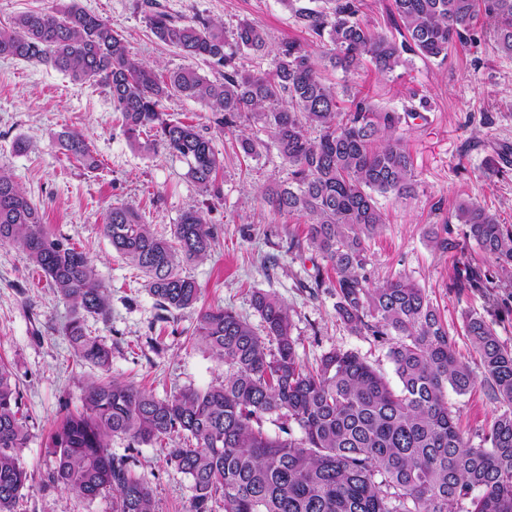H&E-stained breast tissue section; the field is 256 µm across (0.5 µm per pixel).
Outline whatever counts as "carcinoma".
<instances>
[{
  "instance_id": "cac0c4a2",
  "label": "carcinoma",
  "mask_w": 512,
  "mask_h": 512,
  "mask_svg": "<svg viewBox=\"0 0 512 512\" xmlns=\"http://www.w3.org/2000/svg\"><path fill=\"white\" fill-rule=\"evenodd\" d=\"M326 3L322 10L289 3L299 25L322 45L317 57L299 39L270 45L249 21L228 32L221 21L176 20L146 0L152 33L189 61L163 80L79 0L59 12L21 14L0 28V57L106 86L127 137L137 143L142 133L155 132L204 187L214 182L221 161L194 126L163 118L164 102L173 96L199 101L226 127L243 117L260 125L266 139L238 135L239 153L255 159L273 147L288 163V180L267 188L264 202L276 215L306 218L308 247L336 274L338 319L352 333L388 344L399 380L394 388L358 355L337 349L306 366L288 305L261 292L253 307L263 337L224 307L198 315L195 339L228 367L224 381L159 398L110 377L112 349L85 327L89 317L108 319L107 286L86 253L51 234L14 176L0 169V244L21 248L70 305L64 336L79 361L101 372L82 388V409L67 414L51 435L50 483L90 501L111 492L113 512H155L148 482L126 459L112 456L109 441L122 437L132 447L175 436L181 442L167 455L191 482V512H211L219 499L224 512H455L462 501L466 512H512V349L500 341L494 321L474 309L463 313L489 395L507 406L484 437L490 447L472 446L446 400L448 389L464 394L475 385L448 324L425 289L405 278L375 286L366 271L367 242L386 223L375 195L407 198L417 190L402 133L405 117L417 111H383L361 91L338 88L324 76L339 70L347 78L367 63L386 76L405 54L444 61L455 43L471 39L480 19L498 49L512 55V0H392L397 38L362 22L363 0ZM241 52L272 61L266 69H246L236 63ZM194 60L224 72L211 80ZM60 140L83 166L98 168L83 135L64 132ZM456 217L500 275L471 268L452 287L485 292L496 280L512 283V231L475 203L461 205ZM103 235L144 273L161 307L185 310L199 301L200 286L181 266L212 248L214 231L201 211L186 210L166 238L134 209L114 206ZM426 235L438 251L453 248L446 223L431 225ZM20 401L16 376L1 363L0 512H12L30 480ZM266 419L278 424L279 435L264 431Z\"/></svg>"
}]
</instances>
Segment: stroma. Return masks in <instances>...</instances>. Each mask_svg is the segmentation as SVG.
I'll use <instances>...</instances> for the list:
<instances>
[{
  "mask_svg": "<svg viewBox=\"0 0 512 512\" xmlns=\"http://www.w3.org/2000/svg\"><path fill=\"white\" fill-rule=\"evenodd\" d=\"M173 16L203 17L235 28L241 20L261 27L270 44L303 37L285 0H161ZM107 19L125 37L131 54L164 75L184 65L175 48L151 32L141 0H80ZM335 83L349 82L368 93L383 109L404 112L426 98L428 107L403 126L418 182L414 197L378 199L386 223L368 243L367 271L373 283L400 277L425 288L455 339L460 360L476 383L463 395L449 392L448 406L472 445L502 413L482 381L480 358L463 329V312L474 309L494 319L501 342L512 348V314L497 301L504 291L457 293L453 281L466 266L487 268L488 259L454 215L463 202H474L512 228V58L498 51L485 26L474 38L455 45L444 62L407 55L387 77L372 66ZM167 119L197 127L210 139L222 162L213 187L202 188L188 174L185 160L163 146L146 152L124 134L107 88L72 81L46 66L0 58V168L11 171L38 207L51 233L84 251L108 287V320L91 318L87 330L112 349L110 374L162 397L184 387L205 389L227 372L204 347L190 342L198 313L211 306L235 311L254 329L262 323L252 305L256 291L276 294L289 307L292 336L308 364L329 350L357 353L388 380L396 375L386 343L352 334L336 315L335 277L323 257L305 248L303 218L274 215L262 199L269 184L285 180L288 166L276 150L260 158L238 155V131L258 134L257 125L237 122L218 127L202 103L173 97L164 103ZM76 131L99 161L95 170L66 156L59 135ZM25 140L26 152L14 149ZM502 159L500 172L486 162ZM137 209L153 230L170 235L188 208L203 212L215 229L209 256L184 264L182 272L202 289L195 308L163 310L148 291L143 274L113 251L102 226L115 206ZM447 224L454 243L436 251L424 231ZM69 305L47 285L44 275L17 246L0 244V359L12 367L22 393L20 414L29 429L23 460L30 487L14 512H112V495L89 501L59 486L46 485L53 465L49 437L66 411L79 409L82 388L98 371L71 355L63 326ZM114 456L126 458L145 478L156 512H189L193 492L184 474L166 457L164 443L130 447L126 439L110 441Z\"/></svg>",
  "mask_w": 512,
  "mask_h": 512,
  "instance_id": "stroma-1",
  "label": "stroma"
}]
</instances>
